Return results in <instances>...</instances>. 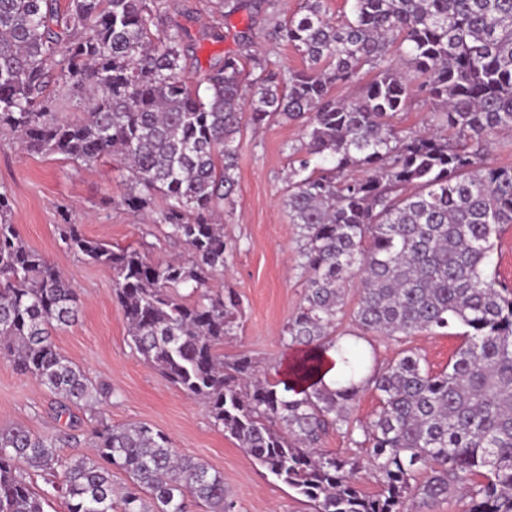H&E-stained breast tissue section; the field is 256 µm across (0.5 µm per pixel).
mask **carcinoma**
<instances>
[{"label": "carcinoma", "mask_w": 512, "mask_h": 512, "mask_svg": "<svg viewBox=\"0 0 512 512\" xmlns=\"http://www.w3.org/2000/svg\"><path fill=\"white\" fill-rule=\"evenodd\" d=\"M164 0H0V130L30 152L86 166L116 156L128 172L123 203L140 211L161 193L152 223L188 258L148 263L132 246L57 225L66 248L112 272L131 340L212 424L316 512H423L460 492L465 512H512V289L490 270L501 231L512 226V168L488 161L493 137L512 130V0H352L327 16L303 0L275 38L301 56L282 69L258 51L227 53L204 78L182 64L183 34L159 38ZM49 56L60 70L45 69ZM371 78L352 100L337 85ZM69 91L97 97L82 121L67 119ZM415 96L435 105L433 131L399 129ZM279 119L302 129L289 147L285 204L302 241L304 294L282 343L300 352L288 378L255 374L251 358L224 360L240 299L209 294L228 244L216 216L238 190L244 128ZM329 163L322 168L313 163ZM352 321L361 335L413 336L462 327L448 370L434 374L411 353L367 376L365 355L336 334L353 280ZM191 287L194 299L178 289ZM69 280L27 245L0 187V356L60 397L59 413L94 409V457H65L53 436L0 429V512H44L28 476L57 489L67 512H114L112 468L130 484L120 512H234L224 476L177 455L142 424L112 426L96 405L110 392L58 350L51 331L75 320ZM343 364L336 387L314 380L320 353ZM379 393L373 418L351 419L360 392ZM336 430L361 449L320 451ZM369 469L376 495L358 487Z\"/></svg>", "instance_id": "carcinoma-1"}]
</instances>
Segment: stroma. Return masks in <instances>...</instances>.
<instances>
[{
	"label": "stroma",
	"instance_id": "stroma-1",
	"mask_svg": "<svg viewBox=\"0 0 512 512\" xmlns=\"http://www.w3.org/2000/svg\"><path fill=\"white\" fill-rule=\"evenodd\" d=\"M250 2L257 12L226 18L218 0H166L160 29L187 31L190 81L202 79L224 53L237 52L238 34L244 30L279 66L301 68L300 56L287 43L270 38L263 0ZM301 141L300 127L288 122L243 130L235 172L239 194L224 209L229 244L224 274L210 284L211 292L231 289L241 301L238 325L224 339L225 356H249L258 376L270 380L285 376L281 336L304 293V280L294 267L299 230L284 205L288 147ZM126 176L118 160L88 167L60 154L26 153L10 132L0 131V185L9 191L13 222L29 246L64 272L80 297L77 320L55 334L59 351L93 382L109 388L101 406L108 423L148 425L164 433L177 454L206 462L223 475L235 512H313L305 497L213 426L202 403L188 398L136 352L111 274L74 255L60 240L57 226L69 222L90 238L139 248L153 263L186 257L183 244L165 240L143 214L124 205ZM370 342L371 366L384 367L411 351L423 367L439 373L447 369L461 339L418 333L401 339L374 336ZM9 426L61 437L60 452L66 456L92 453V422L70 426L68 417L58 416L54 394L0 358V427Z\"/></svg>",
	"mask_w": 512,
	"mask_h": 512
}]
</instances>
